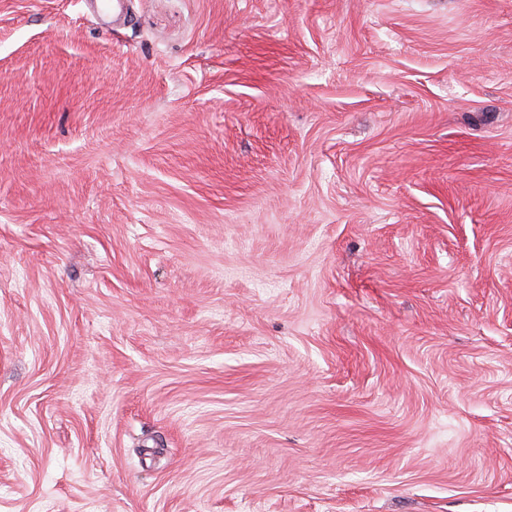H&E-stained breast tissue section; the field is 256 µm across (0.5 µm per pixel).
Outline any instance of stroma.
<instances>
[{
	"instance_id": "obj_1",
	"label": "stroma",
	"mask_w": 512,
	"mask_h": 512,
	"mask_svg": "<svg viewBox=\"0 0 512 512\" xmlns=\"http://www.w3.org/2000/svg\"><path fill=\"white\" fill-rule=\"evenodd\" d=\"M0 512H512V0H0Z\"/></svg>"
}]
</instances>
